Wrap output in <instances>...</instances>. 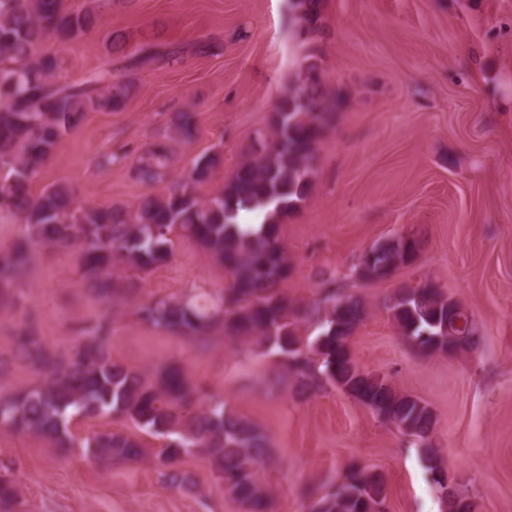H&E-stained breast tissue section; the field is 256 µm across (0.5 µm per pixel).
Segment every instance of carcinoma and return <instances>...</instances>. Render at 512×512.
<instances>
[{
  "label": "carcinoma",
  "instance_id": "cac0c4a2",
  "mask_svg": "<svg viewBox=\"0 0 512 512\" xmlns=\"http://www.w3.org/2000/svg\"><path fill=\"white\" fill-rule=\"evenodd\" d=\"M292 5L303 45L296 86L271 114L268 131L257 133L244 147V160L223 187L207 197L198 193L222 161L215 151L196 157L165 192L124 208L82 206L74 190L62 183L35 194L32 184L62 137L79 127L87 113L123 110L134 89L130 74L181 60L189 51L217 55L221 44L208 39L190 48L149 40L133 44L114 31L108 37L111 54L127 76L116 79L109 68L70 82L62 57L43 45L80 39L100 25L99 14L72 10L66 0H0V210L23 225L0 254V305L19 306L23 292L16 285L26 279L34 244L72 255L95 297L110 305L126 292L113 280L112 269L122 265L150 271L163 265L173 253V238L183 236L222 263L230 281L215 294L140 301L135 315L143 325L189 343H204L219 332L233 343L253 339L258 356L280 358L297 397L311 398L325 386H335L358 401L371 400L384 422L427 444L435 428L428 405L362 370L353 358L349 339L367 318L363 299L333 276L322 277L319 296L311 303L280 288L289 273L280 224L310 197L319 169L318 144L340 104L339 92L325 81L317 45L323 0H292ZM195 134L193 113H173L164 139L138 156L136 177L148 184L168 181L169 142L189 144ZM376 250L379 267L364 268L360 261L355 265L364 282H372L380 271L393 273L406 258L400 241L379 242ZM384 307L422 356L473 352L482 344L473 322L464 336L465 348L448 335V317L460 316L463 305L430 280L421 288L401 285ZM113 332L107 310L84 323L73 344L60 350L23 322L14 336L16 355L41 381L0 394V429L36 435L62 456L80 447L101 466L129 465L144 454L137 437L101 431L79 438L72 431L76 419L123 418L162 441L155 467L166 487L194 489L193 476L180 464L199 454L219 475L222 491L245 512H271L272 498L256 478V468L268 460L264 432L223 399L204 401L200 386L178 365L159 364L147 375L113 361ZM426 469L446 512H472L468 486L449 483L433 448L427 450ZM387 497L383 474L353 467L341 484L310 496L309 512H379ZM17 499L13 462L0 459V512H14Z\"/></svg>",
  "mask_w": 512,
  "mask_h": 512
}]
</instances>
